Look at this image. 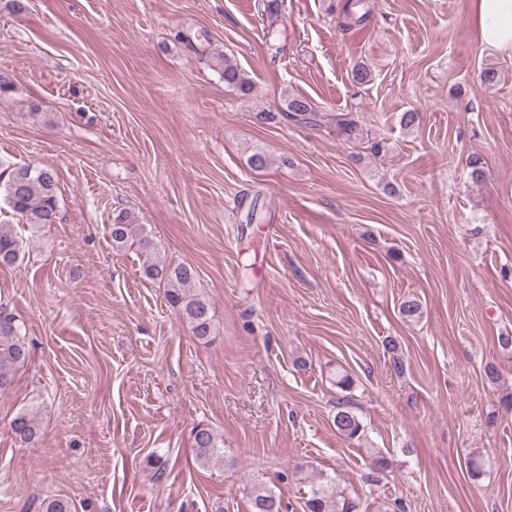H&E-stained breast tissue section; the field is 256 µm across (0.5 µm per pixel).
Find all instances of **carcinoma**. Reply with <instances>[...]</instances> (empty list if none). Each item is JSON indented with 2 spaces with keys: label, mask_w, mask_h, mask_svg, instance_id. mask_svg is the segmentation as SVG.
<instances>
[{
  "label": "carcinoma",
  "mask_w": 512,
  "mask_h": 512,
  "mask_svg": "<svg viewBox=\"0 0 512 512\" xmlns=\"http://www.w3.org/2000/svg\"><path fill=\"white\" fill-rule=\"evenodd\" d=\"M213 67L224 80V86L246 96L251 93V83L244 76L235 60L220 53L212 57ZM284 118L296 124H312L336 131L346 140L358 139L360 131L351 113L322 114L304 96L290 94L284 100V108L278 112L262 111L258 119L272 122ZM58 179L55 169L49 166H16L3 174L0 172V188L14 212L32 225L54 224L58 219ZM112 247L122 250L134 246L138 251L151 255L153 240L144 233L141 225L127 211H120L109 225ZM24 258L23 240L14 232L12 225L0 224V267H13ZM144 275L164 284V295L169 305L189 324L194 336L209 339L214 333L210 302L194 291V270L183 264L161 265L151 262L144 266ZM29 357V350L21 336L20 326L11 314L0 307V392L7 391L14 373ZM333 424L337 432L347 438L361 436L363 425L347 406L336 405ZM14 438L22 444L35 441L38 424L35 416L23 411L11 422ZM196 461L202 466L224 461V449L218 444L215 434L207 427L194 430ZM250 512H281L279 496L263 485H251L249 489ZM307 512H352L355 505L339 502L336 491L327 481L312 486L305 503Z\"/></svg>",
  "instance_id": "obj_1"
}]
</instances>
